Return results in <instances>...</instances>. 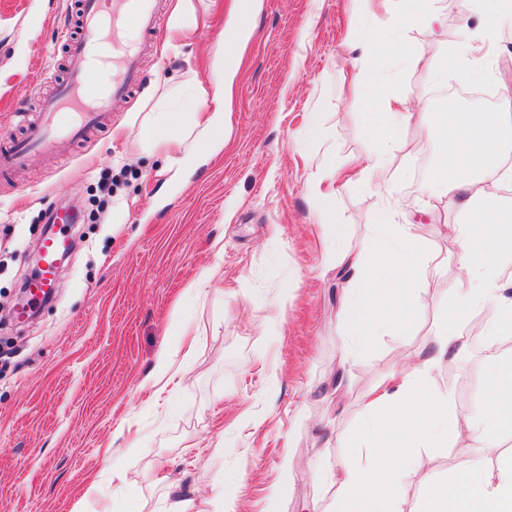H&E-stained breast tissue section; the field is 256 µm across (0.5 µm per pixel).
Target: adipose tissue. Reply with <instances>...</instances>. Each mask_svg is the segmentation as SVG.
Instances as JSON below:
<instances>
[{"label": "adipose tissue", "mask_w": 512, "mask_h": 512, "mask_svg": "<svg viewBox=\"0 0 512 512\" xmlns=\"http://www.w3.org/2000/svg\"><path fill=\"white\" fill-rule=\"evenodd\" d=\"M474 21L447 61L428 66L432 80L447 69L470 82L491 75L490 48L506 22L512 0H469ZM389 33L357 19L354 45L362 65L357 82L374 92L377 148L366 156L361 186L386 192L394 179L388 147L402 127L415 124L419 136L409 150L421 154L441 142L435 181L450 194L459 219L448 230L457 242L460 269L448 284V312L415 359L398 363L371 392L347 439L357 450L334 482L331 512H403L410 478L423 448L457 449L462 467L446 483L424 485L419 512H512V453L501 447L512 434V354L491 349L480 392L466 413H458L452 392L430 387L434 366L462 348V331L490 339L512 336V278L500 269L512 261V196L499 193L512 183V121L494 110L475 115L448 99L434 119L406 110L387 90ZM230 91L223 74L196 83L187 93L190 111L166 106L139 129L147 154L163 157L162 170L179 174L188 161L224 141V101ZM402 199L387 197L373 229L381 245L339 256L327 254L345 283L342 321L349 353H368L377 337L413 321L419 309L423 273L432 263L420 224L400 223ZM484 318H476V311Z\"/></svg>", "instance_id": "ef3b65f1"}]
</instances>
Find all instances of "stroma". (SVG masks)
Masks as SVG:
<instances>
[{
	"label": "stroma",
	"instance_id": "obj_1",
	"mask_svg": "<svg viewBox=\"0 0 512 512\" xmlns=\"http://www.w3.org/2000/svg\"><path fill=\"white\" fill-rule=\"evenodd\" d=\"M234 50L220 46L238 26L236 0H187L198 26L179 57L165 52L177 0H160L164 23L148 38L141 83L112 102L107 125L66 155L0 173V512H166L192 499L210 512L217 481L237 512H326L328 482L351 455L343 433L367 393L403 356L422 349L448 307L457 245L443 227L458 214L434 192L436 152L408 153L416 126L400 134L393 189L422 223L434 261L416 320L378 337L373 350L340 363L343 283L326 254L367 244L383 203L357 184L325 185L336 222L315 219L309 181L327 166L352 167L375 141L368 87L349 37L363 13L392 27L393 11L371 0H254ZM446 28L402 31L426 60L462 40L460 0H441ZM79 0H0V131L21 134L64 75L62 34L78 35ZM235 75L224 115L228 140L200 152L177 177L144 156L133 117L175 101L172 87L208 82L216 59ZM491 83L497 105L512 99V27L497 40ZM385 80L409 111L437 90L425 70L389 66ZM80 213L65 227L74 246L53 298L17 321L13 306L34 275L51 211ZM215 281L193 294L207 270ZM198 337L189 372L163 405L147 379L177 326ZM434 367L432 386L470 407L489 351L466 336ZM345 381L336 384L337 368ZM139 429L129 441L124 422ZM460 463L451 448L423 449L415 487L444 482ZM125 471L128 483L112 480Z\"/></svg>",
	"mask_w": 512,
	"mask_h": 512
}]
</instances>
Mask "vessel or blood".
Masks as SVG:
<instances>
[{"label": "vessel or blood", "mask_w": 512, "mask_h": 512, "mask_svg": "<svg viewBox=\"0 0 512 512\" xmlns=\"http://www.w3.org/2000/svg\"><path fill=\"white\" fill-rule=\"evenodd\" d=\"M81 22L82 36L68 44L65 80L43 100L42 121L29 128L23 139L0 147V169L28 162L59 143L85 137L101 125L110 100L128 96L138 86L139 37L157 30L156 0H81ZM107 27L112 30V48L106 52L100 33ZM100 67L111 69L112 80L97 88L92 78ZM69 247L64 234L45 238L41 275L29 284L33 297L50 291L57 258Z\"/></svg>", "instance_id": "vessel-or-blood-1"}]
</instances>
